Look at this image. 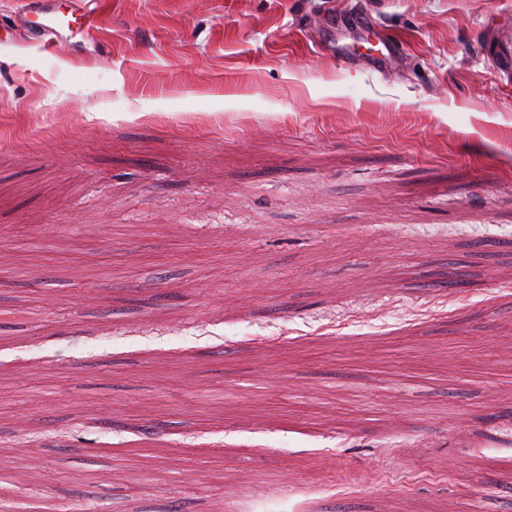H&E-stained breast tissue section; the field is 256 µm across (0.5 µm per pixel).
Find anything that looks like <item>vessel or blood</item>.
<instances>
[{
	"label": "vessel or blood",
	"instance_id": "obj_1",
	"mask_svg": "<svg viewBox=\"0 0 512 512\" xmlns=\"http://www.w3.org/2000/svg\"><path fill=\"white\" fill-rule=\"evenodd\" d=\"M99 0H21L13 24L22 32L20 46L49 51L57 47L85 49ZM489 67L501 82L512 81V39L502 36L486 53Z\"/></svg>",
	"mask_w": 512,
	"mask_h": 512
}]
</instances>
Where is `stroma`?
<instances>
[{
	"mask_svg": "<svg viewBox=\"0 0 512 512\" xmlns=\"http://www.w3.org/2000/svg\"><path fill=\"white\" fill-rule=\"evenodd\" d=\"M495 27L512 0H109L89 51L0 46V512H512ZM382 32L390 73L310 42Z\"/></svg>",
	"mask_w": 512,
	"mask_h": 512,
	"instance_id": "stroma-1",
	"label": "stroma"
}]
</instances>
